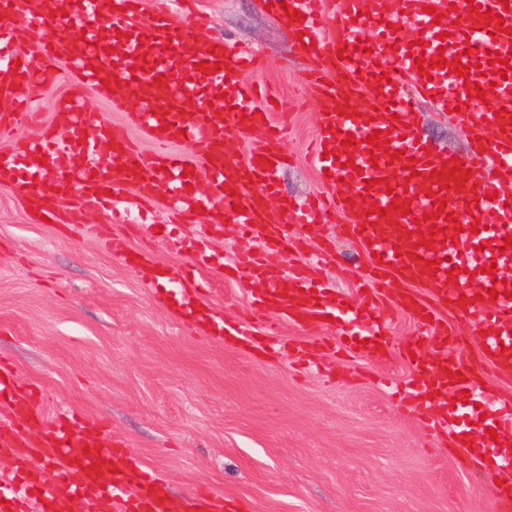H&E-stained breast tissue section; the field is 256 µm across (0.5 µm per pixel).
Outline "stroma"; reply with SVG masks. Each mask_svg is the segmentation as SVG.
I'll return each instance as SVG.
<instances>
[{"label": "stroma", "mask_w": 512, "mask_h": 512, "mask_svg": "<svg viewBox=\"0 0 512 512\" xmlns=\"http://www.w3.org/2000/svg\"><path fill=\"white\" fill-rule=\"evenodd\" d=\"M266 4L197 0L198 33L264 56L263 80L293 106L278 146L292 157L279 174L280 192L300 202L330 190L304 157L318 106L301 102L310 62ZM413 123L442 151L469 146L467 131L432 103L418 105ZM121 207L123 224H104L95 213L77 225L41 224L0 186V358L39 388L46 421L71 412L106 421L175 493L205 485L245 501L247 512H494L490 469L430 431L426 417L402 411L382 384L413 377L401 348L416 321L390 299L401 282L375 301L388 326L387 360L323 352L318 369H307L296 344L313 337L311 329L281 323L274 348L256 355L208 341L170 304L179 286H189L225 320L247 317L258 286L226 266L256 241L224 225L206 243L214 262L203 271L192 249L201 225L161 235L160 220L142 219L132 189ZM107 235L125 238L133 251L151 248L170 285L144 282L105 247ZM324 245L326 281L359 303L336 265L363 261L364 251L335 236L331 224L303 231L278 261L292 265L296 254Z\"/></svg>", "instance_id": "35a3bbf8"}]
</instances>
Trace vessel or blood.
<instances>
[{"label": "vessel or blood", "instance_id": "vessel-or-blood-1", "mask_svg": "<svg viewBox=\"0 0 512 512\" xmlns=\"http://www.w3.org/2000/svg\"><path fill=\"white\" fill-rule=\"evenodd\" d=\"M181 17L165 9L151 23L142 20L143 0H0V140L10 147L0 152V186L24 190L32 207L50 223L76 224L88 211L116 212L123 189L134 188L145 203L163 201L174 216L197 221L205 209L206 227L237 224L242 235H260L265 244L242 253L235 267L261 288L252 306L262 320L223 323L212 308L198 303L193 291L181 289L182 310H195L197 323L219 324L216 340L263 347L278 334L270 313H278L318 331L315 343L301 347L307 357L317 347L346 351L382 361L387 357L383 327L372 302L380 288L396 279L426 289L431 303L409 302L417 330L409 345L415 385L401 403L414 412L431 413L432 427L446 430L457 447H474L486 455L497 479L492 488L495 512H512V396L479 384L472 367L455 353L457 336L433 321L434 302H449L468 321L483 359L502 380H512V77L501 79L492 62L512 63V11L500 0H287L304 14L289 21L302 33L311 61V82L317 90L319 122L308 156L318 170L328 172L331 197L311 196L294 206L275 188L276 172L285 162L275 145L288 135L287 113L276 112L268 89L241 82L246 70L262 69L259 55L231 49L223 40L196 37L193 0H179ZM503 17L504 25L489 28L470 16L471 4ZM283 4V5H286ZM283 5L273 4L274 13ZM442 13L433 24L428 7ZM84 31L70 37L69 27ZM368 40V50L358 49ZM352 46L350 59L338 51ZM460 59L467 77L453 68L418 74L416 58ZM66 61L74 88L57 105L58 122L38 125L35 137L18 139L16 126L34 116V93ZM218 65L215 73L196 71L201 62ZM389 83H381V75ZM119 81V91L108 84ZM480 83L485 99H472L465 82ZM223 95V110L213 100ZM110 102L125 113L151 145L138 150L125 128L95 123L84 107L86 96ZM432 102L465 127L470 150L457 158L470 173L469 186L459 184L447 163L451 154L425 153L411 122L418 101ZM67 144H60V133ZM382 133L390 152L370 159L368 138ZM252 136L245 161L233 158L240 137ZM354 136L355 146L344 139ZM201 144L199 159L176 150L182 141ZM44 162H37V155ZM192 177H184V170ZM74 197L61 207V197ZM278 201L293 223L324 224L341 214L339 234L366 244V276L342 270L364 292L360 306H346L319 272L327 250L305 263L282 270L273 260L290 241L280 224L268 217L266 204ZM445 201L454 221L436 216L435 204ZM399 211H390L391 202ZM243 212H235V205ZM388 209V216L366 215L365 205ZM480 223L472 233L471 223ZM463 232H455V224ZM438 227L435 249L420 246L419 234ZM435 268H428V260ZM495 265L494 274L483 271ZM505 294L488 300L495 281ZM350 323L349 341L323 335L325 318ZM462 372L463 382L449 379ZM466 402H459L460 393ZM0 399L14 410L0 424V457L12 465V484L0 490V501L11 512H70L71 499L93 502L97 512H241L243 505L211 489L175 494L134 451L109 439L104 426L66 418L43 425L35 394L22 387L16 370L0 362ZM495 436H488V429Z\"/></svg>", "mask_w": 512, "mask_h": 512}]
</instances>
